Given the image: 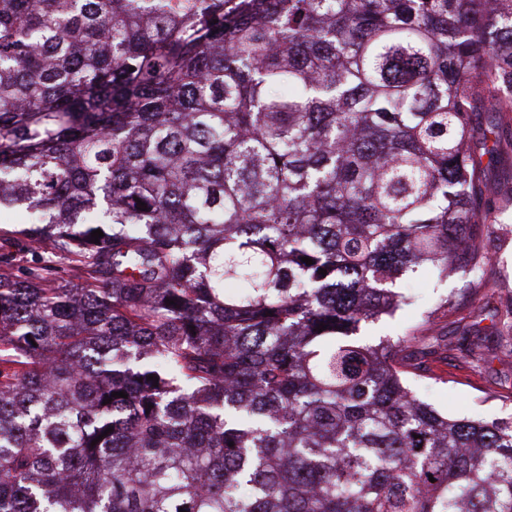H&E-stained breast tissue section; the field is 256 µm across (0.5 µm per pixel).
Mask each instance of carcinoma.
Here are the masks:
<instances>
[{"label":"carcinoma","mask_w":512,"mask_h":512,"mask_svg":"<svg viewBox=\"0 0 512 512\" xmlns=\"http://www.w3.org/2000/svg\"><path fill=\"white\" fill-rule=\"evenodd\" d=\"M481 112L512 0H0V512H512L356 339L486 257ZM30 216L24 210H16L0 215V247L8 249L10 239L14 236L11 231H19L30 226Z\"/></svg>","instance_id":"1"}]
</instances>
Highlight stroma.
<instances>
[{
    "label": "stroma",
    "instance_id": "stroma-1",
    "mask_svg": "<svg viewBox=\"0 0 512 512\" xmlns=\"http://www.w3.org/2000/svg\"><path fill=\"white\" fill-rule=\"evenodd\" d=\"M473 126L475 138L500 139L486 170L499 193L489 202L483 264L474 274L423 269L398 282L407 304L363 326L361 339L396 344L419 336L426 353L405 365L412 391L450 417L492 422L512 420V119L485 112ZM447 298L454 311L441 308Z\"/></svg>",
    "mask_w": 512,
    "mask_h": 512
}]
</instances>
